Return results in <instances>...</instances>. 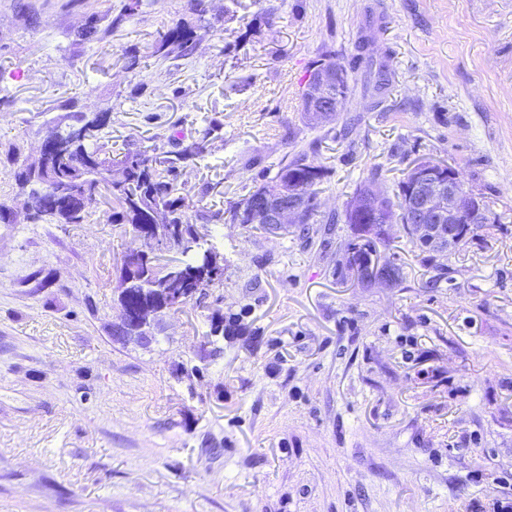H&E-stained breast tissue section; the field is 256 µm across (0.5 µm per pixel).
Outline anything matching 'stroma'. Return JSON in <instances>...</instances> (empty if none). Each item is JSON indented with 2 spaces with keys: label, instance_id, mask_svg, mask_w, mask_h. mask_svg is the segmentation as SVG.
<instances>
[{
  "label": "stroma",
  "instance_id": "stroma-1",
  "mask_svg": "<svg viewBox=\"0 0 512 512\" xmlns=\"http://www.w3.org/2000/svg\"><path fill=\"white\" fill-rule=\"evenodd\" d=\"M128 2L0 0V512L512 503V0H239L230 21L225 0ZM177 23L194 49L162 60ZM325 57L351 94L313 127L299 99ZM73 110L111 113L116 154L215 129L177 183L224 277L147 348L110 334L128 227L102 203L81 224L24 216L17 163ZM302 150L325 171L308 237L219 221ZM422 160L492 222L434 257L393 225L376 257L400 280L361 282L327 218Z\"/></svg>",
  "mask_w": 512,
  "mask_h": 512
}]
</instances>
